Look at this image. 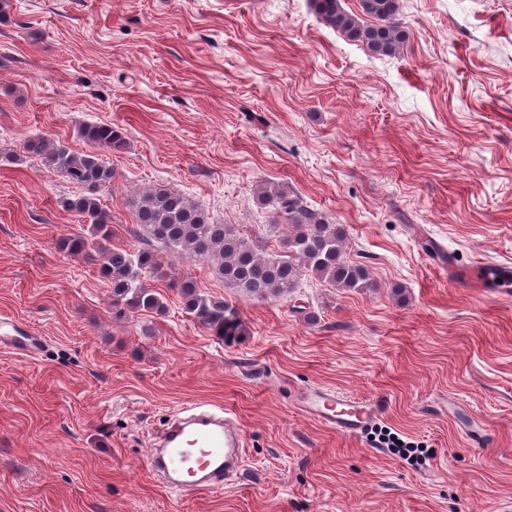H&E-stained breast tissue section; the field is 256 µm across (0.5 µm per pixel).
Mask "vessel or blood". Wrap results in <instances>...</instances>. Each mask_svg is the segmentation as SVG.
Listing matches in <instances>:
<instances>
[{"instance_id": "b4317fda", "label": "vessel or blood", "mask_w": 512, "mask_h": 512, "mask_svg": "<svg viewBox=\"0 0 512 512\" xmlns=\"http://www.w3.org/2000/svg\"><path fill=\"white\" fill-rule=\"evenodd\" d=\"M0 346L22 355L36 353L37 336H0ZM302 410L337 433L354 436L375 420L378 403L335 391L307 390ZM246 441L236 418L226 409L198 404L172 418L157 432L148 455V469L168 490L202 492L222 487L245 461Z\"/></svg>"}]
</instances>
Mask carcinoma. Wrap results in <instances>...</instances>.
Listing matches in <instances>:
<instances>
[{
	"instance_id": "carcinoma-1",
	"label": "carcinoma",
	"mask_w": 512,
	"mask_h": 512,
	"mask_svg": "<svg viewBox=\"0 0 512 512\" xmlns=\"http://www.w3.org/2000/svg\"><path fill=\"white\" fill-rule=\"evenodd\" d=\"M312 2L317 17L326 26L371 55L396 57L403 52L407 32L400 18V0H359L360 16L347 12L341 0ZM80 136L90 151L77 153L45 138L25 145L26 153L81 190L78 197L63 199L62 205L90 226V234L70 238L62 242V248L90 261L104 256L102 272L112 284V309L116 314L162 313L166 306L160 293L145 280L146 274L156 268L153 253L123 248L108 252L102 246L112 230L100 194L112 182L114 172L99 152L122 150L123 134L109 124H91L80 130ZM255 194L259 203L269 209L271 227L291 228L285 238L287 255L266 256L262 240L244 239L232 224L213 223L186 197L162 185L144 189L134 200V236L148 245L160 244L175 258L204 260L224 284L246 297L267 299L291 293L304 272L348 291L363 292L375 287L370 270L344 256L345 225L330 223L322 212L284 185L261 184ZM178 293L187 312L217 338L225 341L244 333L237 310L224 299L206 294L190 279L178 283Z\"/></svg>"
}]
</instances>
